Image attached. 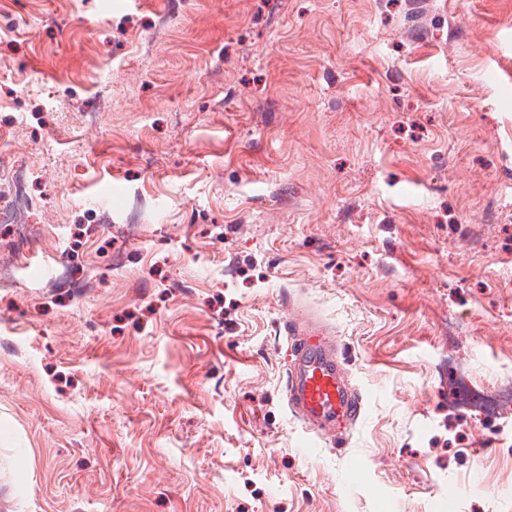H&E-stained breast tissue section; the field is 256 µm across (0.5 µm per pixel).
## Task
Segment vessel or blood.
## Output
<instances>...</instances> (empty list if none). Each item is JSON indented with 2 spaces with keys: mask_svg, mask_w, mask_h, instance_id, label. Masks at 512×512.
<instances>
[{
  "mask_svg": "<svg viewBox=\"0 0 512 512\" xmlns=\"http://www.w3.org/2000/svg\"><path fill=\"white\" fill-rule=\"evenodd\" d=\"M287 332L307 336L297 352L295 369L288 377V400L292 410L307 427L323 430L333 427L340 418L352 419L360 410V401L349 395L332 353L320 343L312 342L316 330L294 323Z\"/></svg>",
  "mask_w": 512,
  "mask_h": 512,
  "instance_id": "obj_1",
  "label": "vessel or blood"
}]
</instances>
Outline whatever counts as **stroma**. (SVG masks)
<instances>
[{
  "label": "stroma",
  "instance_id": "obj_1",
  "mask_svg": "<svg viewBox=\"0 0 512 512\" xmlns=\"http://www.w3.org/2000/svg\"><path fill=\"white\" fill-rule=\"evenodd\" d=\"M440 6L456 43L399 0H0V142L49 146L60 219L0 296V512H512V438L453 389L512 387V0ZM135 189L141 239L91 230ZM61 252L95 293L42 294ZM292 320L361 401L334 431L288 405Z\"/></svg>",
  "mask_w": 512,
  "mask_h": 512
}]
</instances>
